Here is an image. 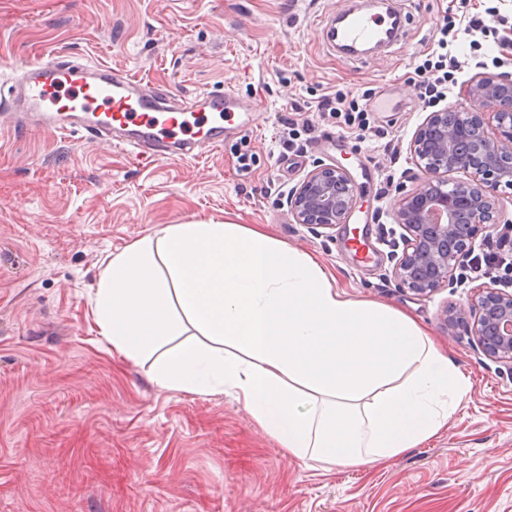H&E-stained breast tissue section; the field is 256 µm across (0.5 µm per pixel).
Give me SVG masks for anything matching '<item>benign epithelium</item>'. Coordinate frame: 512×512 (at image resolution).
Returning <instances> with one entry per match:
<instances>
[{
  "label": "benign epithelium",
  "mask_w": 512,
  "mask_h": 512,
  "mask_svg": "<svg viewBox=\"0 0 512 512\" xmlns=\"http://www.w3.org/2000/svg\"><path fill=\"white\" fill-rule=\"evenodd\" d=\"M462 95L454 110L429 113L414 132L410 151L423 186H398L394 222L403 230V249L391 277L420 296L454 285L475 240L494 221L499 188L512 187V75L476 76ZM486 106L492 111H479ZM355 197L346 168L319 164L289 193L288 211L298 224L330 228L346 223ZM467 323L483 354L512 369V291L484 285L475 304L444 310L449 335Z\"/></svg>",
  "instance_id": "7a95c632"
}]
</instances>
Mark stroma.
Here are the masks:
<instances>
[{
  "label": "stroma",
  "instance_id": "stroma-1",
  "mask_svg": "<svg viewBox=\"0 0 512 512\" xmlns=\"http://www.w3.org/2000/svg\"><path fill=\"white\" fill-rule=\"evenodd\" d=\"M346 0H0V74L38 56L103 62L192 96L232 89L262 104L192 161L145 165L87 134L0 131V512H512V369L448 336L449 305L484 277L458 270L427 297L396 286L392 215L415 166L409 144L429 113L412 83L446 19L496 9L478 47L458 33L460 83L512 73V0H395L403 37L350 57L327 34ZM369 100L370 131L317 113L320 96ZM344 137L336 153L328 135ZM255 155L237 173L236 149ZM347 168L348 223H295L288 192L314 165ZM255 227L316 256L355 299L412 315L448 349L471 388L435 439L374 466L304 463L226 395L165 390L151 366L113 351L94 295L103 260L168 224ZM376 255L360 263L353 235Z\"/></svg>",
  "mask_w": 512,
  "mask_h": 512
}]
</instances>
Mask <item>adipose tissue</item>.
<instances>
[{
  "instance_id": "obj_1",
  "label": "adipose tissue",
  "mask_w": 512,
  "mask_h": 512,
  "mask_svg": "<svg viewBox=\"0 0 512 512\" xmlns=\"http://www.w3.org/2000/svg\"><path fill=\"white\" fill-rule=\"evenodd\" d=\"M95 305L102 336L159 387L231 395L303 462L392 459L470 389L409 315L243 224H170L106 256Z\"/></svg>"
}]
</instances>
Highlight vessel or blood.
<instances>
[{
    "instance_id": "obj_1",
    "label": "vessel or blood",
    "mask_w": 512,
    "mask_h": 512,
    "mask_svg": "<svg viewBox=\"0 0 512 512\" xmlns=\"http://www.w3.org/2000/svg\"><path fill=\"white\" fill-rule=\"evenodd\" d=\"M403 31L392 11L350 13L337 44L393 43ZM12 125L29 121L48 131L87 133L128 148L147 162L185 160L224 144V129L246 106L229 90L185 97L157 91L106 63L59 55L16 69L8 88Z\"/></svg>"
}]
</instances>
